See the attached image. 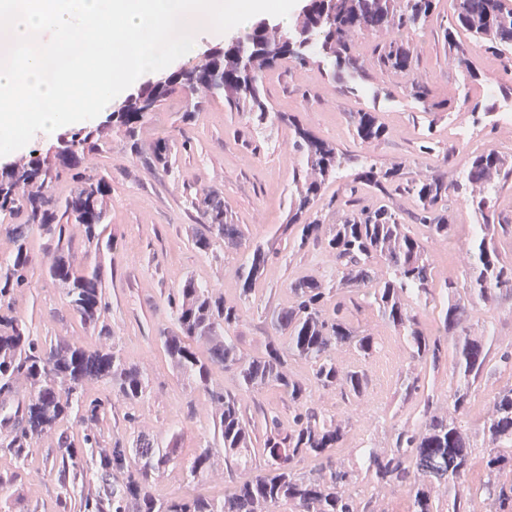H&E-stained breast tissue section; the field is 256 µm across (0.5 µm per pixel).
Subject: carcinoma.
<instances>
[{
  "label": "carcinoma",
  "instance_id": "obj_1",
  "mask_svg": "<svg viewBox=\"0 0 512 512\" xmlns=\"http://www.w3.org/2000/svg\"><path fill=\"white\" fill-rule=\"evenodd\" d=\"M435 0H307L286 30L260 22L244 40L234 39L210 52L205 60L185 66L140 88L112 112V126L61 135L45 155L32 153L0 168V218H19L5 232L14 249L0 260V448L20 461L48 434H58L55 467L64 487L76 493L63 508L76 512H276L282 504L292 512H389L386 490L406 496V512H475L480 499L485 512H512V384L496 391L486 415L470 418L476 398L498 376H512V347L502 349L492 336H475L468 326L481 308L512 303V260L503 257L498 238L512 232L497 214L491 191L512 178V162L490 148L472 157L462 181L445 173L407 176L409 162L387 168L374 165L357 180L382 197L406 195L415 202L408 217L382 204L357 203V186L345 190V209L334 224H324L316 205L336 170L354 160L335 145L293 126V150L300 165L293 171L288 222L266 244L256 246L236 269L240 295L249 299L263 276L269 256L280 241L292 251L316 250L326 268L288 283L291 300L272 308L267 319L273 335H284L281 346L271 339L262 357H247L231 336L243 310L224 295L192 277L166 296L175 329L161 332L159 341L173 367L205 392L212 427L196 454L177 460L176 449L139 431L125 441L107 444L98 426L114 402L129 407L128 423L138 420L137 408L147 398L146 368L127 362L117 349V336L104 322L110 303L106 295L101 254L113 249L103 240L108 226L110 185L93 173L91 157L121 136L130 153L148 169L169 166L172 143L159 138L140 141L141 129L167 97L183 96L192 108L182 113L188 123L212 97L207 73L219 71L224 90L219 97L232 112H253L260 121L291 123L290 117L269 110L262 94L263 77L272 67L291 62L300 67L324 63L328 76L359 75L365 62L355 53L364 35H385L416 29L432 16ZM466 32L495 53L512 49V0H452V15L444 41L448 59L462 64L469 46L459 39ZM416 56L401 39L377 44L374 66L382 73L409 77L411 95L430 109L428 88L411 78ZM361 145L385 137V127L372 112L355 115ZM68 176L74 189L64 198L50 192L51 184ZM462 199L480 218L469 241L471 262L465 278L437 279L431 258L411 235L409 224H420L429 238L448 240L454 231L450 197ZM201 229L191 237L194 247L209 254L214 241L224 248L242 245L244 232L234 224L215 191L204 194L197 207ZM83 229L82 258H77L69 226ZM52 246L44 272L62 289L69 309L97 332L101 345L84 346L78 336H58L47 343L33 335L31 321L15 307V294L31 287L36 261L30 237ZM380 259L390 270L385 277L374 267ZM367 308L395 333L405 337L408 362L397 394L419 407L416 422L391 428L381 444L342 452L352 421L363 411L370 378L365 362L377 351L379 337L353 322ZM208 347L199 358L195 346ZM311 364L312 379L295 376L290 360ZM232 373L242 390H276L288 404V422L279 411L258 406L247 412L240 395L208 387L213 368ZM448 374L456 380L441 395L426 387V376ZM104 380L112 397L92 398L87 385ZM336 394L345 411L329 415L316 403L314 391ZM82 428L74 438L61 423ZM259 448L264 466L253 477L237 482L224 497L182 496L156 499V477L173 464L193 481L214 476L213 455L224 454L226 471L247 462ZM482 458L480 477H470L475 448ZM313 458L315 469L299 465ZM366 483L372 493L361 496L351 488Z\"/></svg>",
  "mask_w": 512,
  "mask_h": 512
}]
</instances>
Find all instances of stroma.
<instances>
[{
  "label": "stroma",
  "instance_id": "1",
  "mask_svg": "<svg viewBox=\"0 0 512 512\" xmlns=\"http://www.w3.org/2000/svg\"><path fill=\"white\" fill-rule=\"evenodd\" d=\"M452 13L451 0H436L429 20L408 34L417 58L416 77L430 91L440 108L424 111L406 89L402 76H384L371 63L376 37L357 41V52L367 63L365 74L351 87L332 82L323 67L299 68L282 63L268 70L263 93L271 111L295 119L311 134L331 142L343 152L357 155V162L342 166L328 182L318 203L322 221L335 223L337 208L332 200L351 182L361 166L388 167L406 159L410 175L435 172L457 178L470 153L494 147L512 161V143L499 141L496 114L508 102L504 88H512V63L506 57L472 46L466 65L448 59L441 31ZM186 109L181 95L169 97L141 132L144 142L165 137L175 145L167 169H143L126 151L120 137L92 162L95 171L111 185L109 230L117 249L108 273L106 292L111 302L107 320L116 332L124 358L144 366L150 377L149 394L139 412L141 429L160 439L177 435L183 457H191L203 446L211 428L205 394L180 377L165 356L156 336L173 322L164 304L165 294L186 277L223 290L224 299L241 305L242 320L234 340L249 356L261 355L267 341L265 317L269 305L287 303L289 281L323 271L313 253L295 254L288 248L272 256L263 278L249 300H242L235 270L243 251L225 250L215 243L212 254L196 251L191 243L197 199L203 192L223 195L234 223L247 229L249 244L264 242L276 227L288 220V198L293 189L292 173L299 158L291 144V133L282 123L258 124L248 115L229 111L222 99L209 101L190 124L180 115ZM376 113L387 134L369 146H360L354 136L353 115ZM469 130L468 147L455 139L457 126ZM432 148L420 152L424 142ZM455 234L449 240L429 239L423 226H414L437 273L464 277L468 240L477 218L464 204L454 206ZM15 306L35 326L43 339L57 336L82 337L86 346L98 345L96 334L83 330L70 314L61 288L34 274L30 288L18 292ZM357 322L377 330L382 338L378 353L368 364L372 376L371 405L367 417L358 419L349 445L360 448L383 442L396 422L412 417L414 406L394 399L393 392L407 364V347L379 319L365 310ZM57 452V440L43 437L28 459V470L42 471L31 481L18 473L15 459L0 451V475L15 476L11 500L0 498V512H60L61 487L48 475ZM225 484L216 479L187 482L181 467H170L156 480L157 498L184 494L223 495Z\"/></svg>",
  "mask_w": 512,
  "mask_h": 512
}]
</instances>
